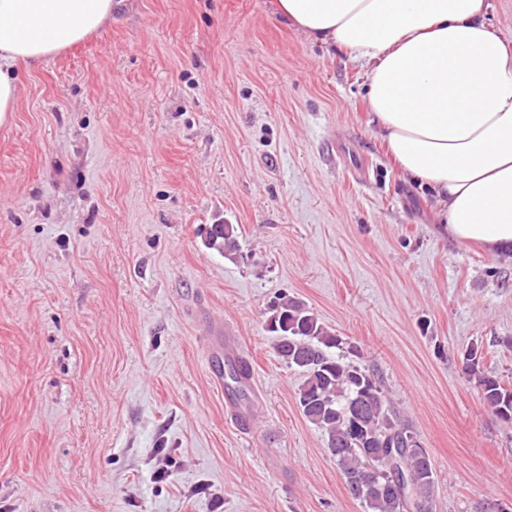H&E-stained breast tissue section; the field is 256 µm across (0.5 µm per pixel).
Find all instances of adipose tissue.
<instances>
[{"mask_svg": "<svg viewBox=\"0 0 512 512\" xmlns=\"http://www.w3.org/2000/svg\"><path fill=\"white\" fill-rule=\"evenodd\" d=\"M113 0H0V126L18 105V65L83 42ZM297 30L366 71L378 136L429 187L450 239L512 249V48L488 0H277Z\"/></svg>", "mask_w": 512, "mask_h": 512, "instance_id": "adipose-tissue-1", "label": "adipose tissue"}]
</instances>
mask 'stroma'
<instances>
[{"instance_id": "35a3bbf8", "label": "stroma", "mask_w": 512, "mask_h": 512, "mask_svg": "<svg viewBox=\"0 0 512 512\" xmlns=\"http://www.w3.org/2000/svg\"><path fill=\"white\" fill-rule=\"evenodd\" d=\"M365 75L275 0H117L21 71L0 128V512H364L267 308L303 301L427 450L433 512L512 507V253L449 241L390 163ZM239 227L235 260L205 245ZM249 357L251 433L225 419L205 333ZM483 346L472 343L463 356V368L482 391L484 403L502 421L512 423V387L484 368Z\"/></svg>"}]
</instances>
